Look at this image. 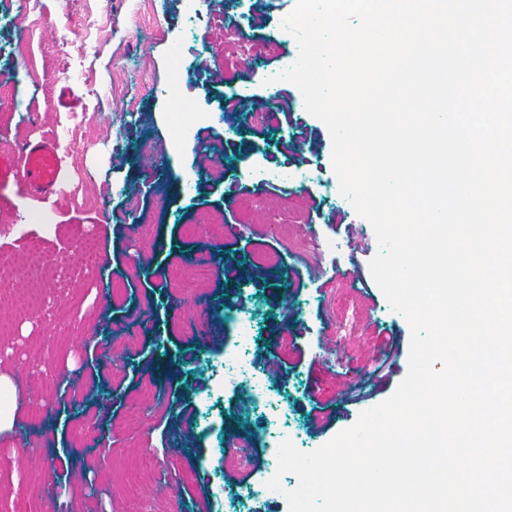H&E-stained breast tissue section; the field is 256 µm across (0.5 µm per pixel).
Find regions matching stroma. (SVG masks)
<instances>
[{
	"instance_id": "stroma-1",
	"label": "stroma",
	"mask_w": 512,
	"mask_h": 512,
	"mask_svg": "<svg viewBox=\"0 0 512 512\" xmlns=\"http://www.w3.org/2000/svg\"><path fill=\"white\" fill-rule=\"evenodd\" d=\"M295 0H0V150L58 141L56 195L0 183V292L49 304L50 317L0 304V361L17 390L15 425L0 434V505L7 512H221L223 451L202 414L233 423L266 475L264 416L245 395L214 397L198 370L222 362L255 314L259 372L288 385V414L313 451L388 399L408 369L411 329L373 280L370 223L340 206L326 125L299 89L262 73L286 69L298 43L282 21ZM203 17L185 32L186 14ZM190 38L192 89L179 91L172 51ZM246 101L220 112L208 86ZM78 99L59 107L61 88ZM262 108L263 126L248 112ZM187 133L176 141L177 130ZM322 182L260 179L285 162ZM258 214L243 223L241 211ZM302 216L296 235L339 248L306 263L270 230ZM197 228L186 236L184 225ZM97 247L84 274V240ZM278 261L255 279L222 278L229 263ZM99 310V319L89 317ZM389 380L374 385L386 337Z\"/></svg>"
}]
</instances>
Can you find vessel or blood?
<instances>
[{
    "instance_id": "obj_1",
    "label": "vessel or blood",
    "mask_w": 512,
    "mask_h": 512,
    "mask_svg": "<svg viewBox=\"0 0 512 512\" xmlns=\"http://www.w3.org/2000/svg\"><path fill=\"white\" fill-rule=\"evenodd\" d=\"M63 177L58 145L52 140L26 144L19 151H0V182L14 179L30 193L52 192Z\"/></svg>"
}]
</instances>
